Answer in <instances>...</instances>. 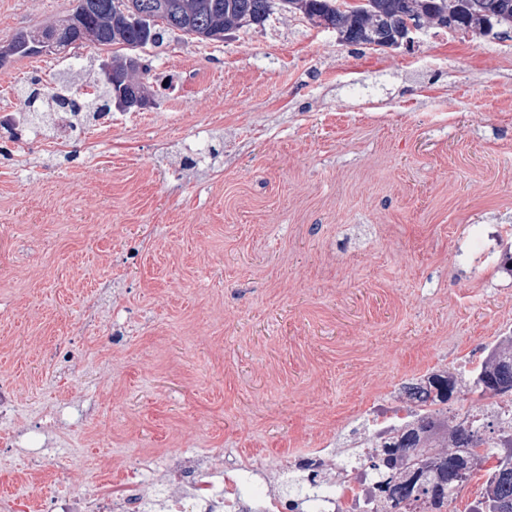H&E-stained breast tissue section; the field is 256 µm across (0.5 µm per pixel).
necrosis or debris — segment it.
Segmentation results:
<instances>
[{
    "instance_id": "necrosis-or-debris-1",
    "label": "necrosis or debris",
    "mask_w": 512,
    "mask_h": 512,
    "mask_svg": "<svg viewBox=\"0 0 512 512\" xmlns=\"http://www.w3.org/2000/svg\"><path fill=\"white\" fill-rule=\"evenodd\" d=\"M422 411L404 392H397L389 406L372 408L363 429L350 432L349 442L356 448L373 447L378 438L414 425ZM324 465L320 449H313L303 464L310 497L301 504L276 491L254 494L252 462L228 470L222 455L194 450L168 457L165 468L174 483L151 496L146 493L151 470L139 466L93 496L63 492L47 498L33 490L28 497L38 500L43 512H293L297 506L303 512H359L372 487L371 475L354 458L343 457L337 462L335 483L329 484L322 476Z\"/></svg>"
}]
</instances>
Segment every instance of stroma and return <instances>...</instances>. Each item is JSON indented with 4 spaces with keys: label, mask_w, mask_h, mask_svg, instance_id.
Listing matches in <instances>:
<instances>
[{
    "label": "stroma",
    "mask_w": 512,
    "mask_h": 512,
    "mask_svg": "<svg viewBox=\"0 0 512 512\" xmlns=\"http://www.w3.org/2000/svg\"><path fill=\"white\" fill-rule=\"evenodd\" d=\"M76 0H0V47ZM112 46L0 67L101 86ZM142 54L146 108L0 157V496L81 492L178 450H253L256 489L342 450L375 400L512 334V27L352 46L302 14ZM63 451L66 480L19 467Z\"/></svg>",
    "instance_id": "stroma-1"
}]
</instances>
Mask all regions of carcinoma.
Listing matches in <instances>:
<instances>
[{
	"instance_id": "1",
	"label": "carcinoma",
	"mask_w": 512,
	"mask_h": 512,
	"mask_svg": "<svg viewBox=\"0 0 512 512\" xmlns=\"http://www.w3.org/2000/svg\"><path fill=\"white\" fill-rule=\"evenodd\" d=\"M157 2L166 22L153 27L156 44L170 30L199 39L216 17L224 18L226 23H236L240 28L254 22L262 24L274 13L275 6L292 11L296 0H193L194 8L190 12L185 9V0ZM456 2L459 4L456 29L469 31L478 27L485 31L489 23L512 27V0ZM302 3L304 10L300 14L311 22L320 17L331 19L340 39L350 45H383L390 34V29L380 24L385 18L400 21L414 14L440 16L448 13V0H362L355 5H346L342 0H302ZM122 4L123 0H96L95 7L106 10L112 17V26L90 30L83 43L113 46L136 42L140 30L124 21L120 11ZM41 34L40 30L18 33L6 52L0 53V66L12 56L35 55L33 46ZM101 96L99 91L90 98L86 92L67 87L50 93L56 110L78 112L90 103L97 118L106 116L110 110L109 104H100ZM470 385L482 398L512 396V355L499 357L497 365L490 370L473 371ZM455 390L456 380L446 376L416 388L414 395L420 404H441L454 415ZM429 426L428 416L422 415L416 428L401 433L394 441L382 440L371 451L361 454L375 481L374 498L383 504L385 512H406L402 506L418 503L427 512H448L460 488L491 458L496 459V464L487 469L482 495L469 505L468 512H512V431L501 426L496 416L491 421L483 416L470 422L466 433L451 426L452 441L459 447L487 449L486 456L468 459L450 448L417 452L421 432Z\"/></svg>"
}]
</instances>
